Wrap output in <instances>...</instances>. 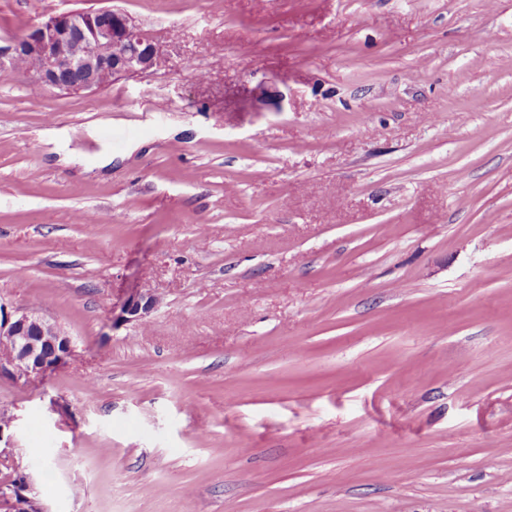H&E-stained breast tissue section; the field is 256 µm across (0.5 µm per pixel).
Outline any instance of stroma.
<instances>
[{"instance_id": "stroma-1", "label": "stroma", "mask_w": 512, "mask_h": 512, "mask_svg": "<svg viewBox=\"0 0 512 512\" xmlns=\"http://www.w3.org/2000/svg\"><path fill=\"white\" fill-rule=\"evenodd\" d=\"M110 6L159 69L0 68V303L74 341L0 379L49 512H512V0H0V42ZM157 306V299L150 293H142L129 299L124 311L128 321H138Z\"/></svg>"}]
</instances>
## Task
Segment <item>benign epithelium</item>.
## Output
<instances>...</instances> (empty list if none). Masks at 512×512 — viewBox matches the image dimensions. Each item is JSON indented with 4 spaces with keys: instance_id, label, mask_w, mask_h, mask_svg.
<instances>
[{
    "instance_id": "obj_1",
    "label": "benign epithelium",
    "mask_w": 512,
    "mask_h": 512,
    "mask_svg": "<svg viewBox=\"0 0 512 512\" xmlns=\"http://www.w3.org/2000/svg\"><path fill=\"white\" fill-rule=\"evenodd\" d=\"M163 46L146 33L123 9L102 7L54 14L27 32L0 44V67L30 60L26 78L42 88L66 93L102 88L101 77L114 81L157 68ZM157 306V299L142 293L129 299L127 320L138 321ZM10 352L0 353V378L19 380L63 364L73 353L70 336L54 321L32 310L9 311L0 304V341ZM0 512H48L33 494V476L26 472L0 478Z\"/></svg>"
}]
</instances>
